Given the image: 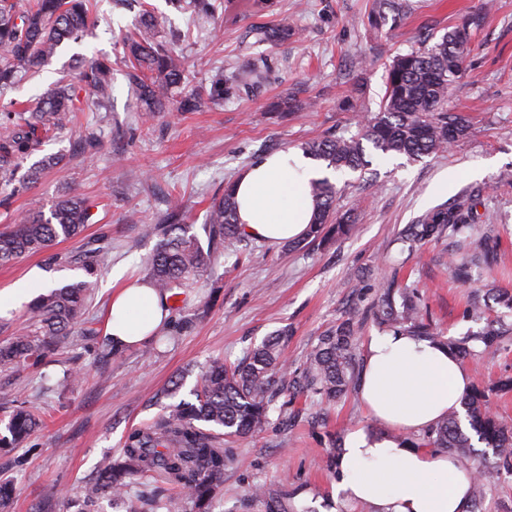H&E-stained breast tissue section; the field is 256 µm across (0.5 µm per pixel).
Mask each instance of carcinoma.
Here are the masks:
<instances>
[{"label":"carcinoma","mask_w":512,"mask_h":512,"mask_svg":"<svg viewBox=\"0 0 512 512\" xmlns=\"http://www.w3.org/2000/svg\"><path fill=\"white\" fill-rule=\"evenodd\" d=\"M172 7L193 8L196 17H213L208 0H170ZM92 0H0V96L6 94L24 75L43 70L57 49L66 41L80 38L93 23ZM410 11L408 0H376L368 22L381 29L387 18L401 21ZM158 17L145 13L139 38H128L127 49L134 60L129 81L138 91V105L145 112H157L168 93L184 79L185 68L177 55L154 40ZM250 33L257 41L275 45L288 40L286 24H262ZM471 53V35L463 24L442 35L433 44L426 42L393 58L386 69L384 95L379 111L373 113L357 135L350 138L317 139L305 144L306 154L326 163V168L357 171L368 165L364 143L384 154H401L410 159L445 150L462 138L466 120L448 113V94L464 71ZM267 72L265 61L255 59L241 73V82L260 85ZM92 91L104 106L112 96V62L107 57L84 58L78 66L76 83L61 79L44 97L22 110L0 111V184L18 193L35 183L48 169L62 168L65 155L42 156L25 173L24 161L41 151L45 140L72 129L73 113L80 98L75 84ZM314 213L306 238L321 236L324 226L336 225V233L350 230L348 219L336 212V186L323 178L312 182ZM90 212L83 197L67 192L54 203L50 216L31 212L0 232V265L45 250L59 239L79 236L88 224ZM471 223L469 201L461 200L447 210L426 214L407 229L413 242L438 238L447 230H459ZM207 245H202L180 213L173 210L161 224H149L146 233L159 239L146 258L147 280L167 302L177 303L211 267L220 247H231L245 237L237 223V203L233 185L213 200L208 224L204 225ZM100 250L85 251L79 264L87 278L40 294L29 309L28 327L0 345V366L38 367L50 347L63 345L78 323L97 288ZM393 283L382 284L374 320L391 331L425 337L444 343L457 357L470 355L472 338L443 336L435 331L413 296L400 293L394 299ZM357 312L331 326L319 337L299 379L288 380L282 359L281 342L288 330L249 349L233 366L213 360L201 376L195 401L181 400L163 406L164 415L155 424L139 429L127 438L121 454L98 470L97 479L84 489L88 500L104 493L114 499L125 497L130 482L142 484L161 480L181 496L169 497L162 504L167 512H213L217 490L224 486L229 457L217 447L224 429L227 438H244L262 431L269 411L281 395L292 389L312 392L328 400L345 395L352 384L355 350L358 345L354 325ZM512 334L499 322L488 321L477 340L484 350L498 349L501 339ZM461 406L478 441L492 449L494 461L478 452L461 426L455 410L424 431L421 440L407 442L416 448H440L475 457V480L471 512H480L487 482L500 470L512 472V428L503 424L493 411L489 393L475 389L465 394ZM44 425L30 409L11 410L6 433H0V450L15 447ZM16 487L0 480V512H10Z\"/></svg>","instance_id":"1"}]
</instances>
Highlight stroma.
<instances>
[{
    "label": "stroma",
    "instance_id": "stroma-1",
    "mask_svg": "<svg viewBox=\"0 0 512 512\" xmlns=\"http://www.w3.org/2000/svg\"><path fill=\"white\" fill-rule=\"evenodd\" d=\"M212 22L197 21L167 0H96V23L82 40L65 42L42 75L21 78L0 104L35 101L76 59L112 61V99L99 106L81 94L74 136L45 145L66 154L63 169L49 170L26 191L0 203V228L27 212H50L71 190L82 195L90 221L82 236L0 266V291L32 267L49 287L84 278L73 261L101 248L97 291L63 352L38 369H0V406L47 409L44 427L25 443L0 452V477L19 491L12 512H74L73 498L91 483L103 458L119 453L127 435L161 413L153 398L178 386L189 399L212 359L233 364L251 347L286 330L282 342L289 377L304 363L329 327L349 311L362 313L355 367L363 369L364 343L383 335L372 319L382 280L414 290L443 336L479 332L468 318L472 285L455 281L452 256L463 252L467 233L446 232L421 245L405 241L407 225L463 197L473 204L474 224L493 246L497 261L473 268L479 280L512 292V0H411L399 24L374 33L367 17L374 0H213ZM163 16L158 41L183 57V83L160 112L140 111L127 78L129 62L120 40L140 24L143 10ZM471 22L472 53L448 97V110L465 115L467 135L447 151L416 160L372 155L367 168L332 176L338 213L352 227L337 234L326 225L321 240L291 249L247 238L219 251L212 269L193 289L165 339L127 348L118 359L98 348L118 283L144 278L142 261L157 238L142 227L160 223L179 207L183 223L199 235L213 198L248 165L266 154L300 149L308 141L357 134V118L379 109L386 65L426 36H442ZM288 23L295 38L273 47L249 36L251 26ZM264 58L269 78L260 87L238 88L234 77ZM224 84V98L194 112L176 102L196 90ZM121 280V281H122ZM473 386L491 390L499 419L512 427V390L498 389L512 377V335L492 353L464 360ZM389 431L367 412L352 390L334 403L304 393L270 412L261 433L226 445L231 463L214 512H319L331 508L336 468L331 462L347 433ZM261 489L254 497L253 489Z\"/></svg>",
    "mask_w": 512,
    "mask_h": 512
}]
</instances>
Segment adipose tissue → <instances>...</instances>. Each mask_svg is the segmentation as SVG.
Returning <instances> with one entry per match:
<instances>
[{
	"label": "adipose tissue",
	"mask_w": 512,
	"mask_h": 512,
	"mask_svg": "<svg viewBox=\"0 0 512 512\" xmlns=\"http://www.w3.org/2000/svg\"><path fill=\"white\" fill-rule=\"evenodd\" d=\"M320 170L303 151L286 149L246 168L235 182L243 232L268 243L304 237L313 212L310 183ZM169 312L148 284L112 296L107 333L133 346L161 328ZM470 387L467 371L445 346L389 332L366 347L359 397L393 435L349 434L338 451L334 503L355 502L370 512H466L474 473L446 452L405 445L401 436L427 430L459 408Z\"/></svg>",
	"instance_id": "1"
}]
</instances>
